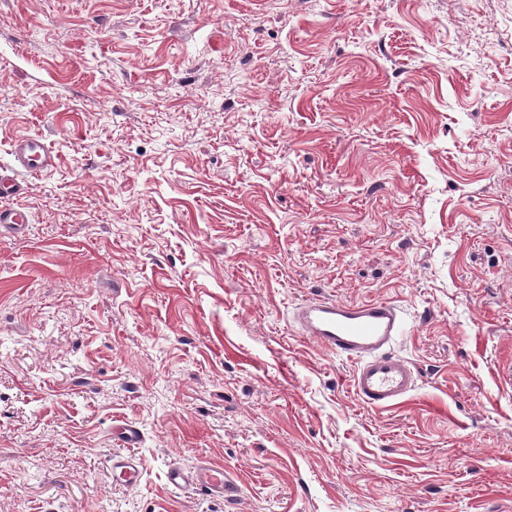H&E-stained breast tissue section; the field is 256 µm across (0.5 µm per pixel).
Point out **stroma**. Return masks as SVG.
Listing matches in <instances>:
<instances>
[{
  "mask_svg": "<svg viewBox=\"0 0 512 512\" xmlns=\"http://www.w3.org/2000/svg\"><path fill=\"white\" fill-rule=\"evenodd\" d=\"M0 79V166L55 156L0 232V512H512V0H0ZM317 297L402 308L404 402ZM293 318L304 336L355 361L352 385L366 405L392 407L415 390L414 369L392 351L404 332L398 305L386 300L354 303L313 298L298 306ZM112 471L130 487L137 486L143 467L141 459L132 452L114 454L110 459ZM167 479L170 485L178 489L199 490L226 499L237 494L235 483L224 474V469L206 462L199 463L193 469L172 465L168 469Z\"/></svg>",
  "mask_w": 512,
  "mask_h": 512,
  "instance_id": "obj_1",
  "label": "stroma"
}]
</instances>
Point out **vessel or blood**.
<instances>
[{
    "label": "vessel or blood",
    "mask_w": 512,
    "mask_h": 512,
    "mask_svg": "<svg viewBox=\"0 0 512 512\" xmlns=\"http://www.w3.org/2000/svg\"><path fill=\"white\" fill-rule=\"evenodd\" d=\"M11 157V167L0 168L1 199L20 194L23 176L39 174L54 162L52 152L37 136L17 140ZM293 318L303 335L336 355L355 361L352 385L366 405L392 407L415 390L414 369L393 351L394 343L404 332L398 305L386 300L354 303L314 298L298 306ZM118 435L125 451L111 457V468L128 486H137L143 467L134 449L141 442L142 433L136 426L125 424ZM167 479L178 489L199 490L226 499L237 494L235 483L223 469L206 462L191 469L170 466Z\"/></svg>",
    "instance_id": "obj_1"
}]
</instances>
